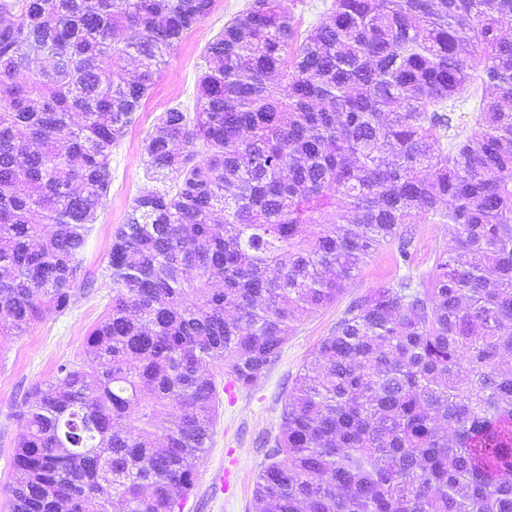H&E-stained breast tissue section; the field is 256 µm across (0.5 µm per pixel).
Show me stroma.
Masks as SVG:
<instances>
[{"instance_id":"35a3bbf8","label":"stroma","mask_w":512,"mask_h":512,"mask_svg":"<svg viewBox=\"0 0 512 512\" xmlns=\"http://www.w3.org/2000/svg\"><path fill=\"white\" fill-rule=\"evenodd\" d=\"M250 0H216L212 13L171 52L136 124L112 150V184L83 254L84 282L74 290L70 310L44 307L40 319L25 331L0 337V507L13 481V454L21 430L15 405L32 387L53 381L59 364L80 362L89 331L104 316L112 299L107 254L115 230L146 187L142 144L157 117L174 103L192 106L198 62L207 42ZM448 235L438 224L417 227L413 261L396 264L393 247L374 254L352 286L336 303L306 317L290 336L267 375L252 389L220 392L217 421L205 452L196 462L194 488L181 512H256L258 472L266 465L263 439L279 428L283 403L296 374L317 345L331 333L349 303L404 275L420 276L446 247Z\"/></svg>"}]
</instances>
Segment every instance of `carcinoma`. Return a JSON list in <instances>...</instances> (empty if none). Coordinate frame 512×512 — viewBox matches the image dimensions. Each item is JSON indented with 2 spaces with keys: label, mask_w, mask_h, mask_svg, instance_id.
<instances>
[{
  "label": "carcinoma",
  "mask_w": 512,
  "mask_h": 512,
  "mask_svg": "<svg viewBox=\"0 0 512 512\" xmlns=\"http://www.w3.org/2000/svg\"><path fill=\"white\" fill-rule=\"evenodd\" d=\"M252 0L143 140L112 301L17 416L9 512H175L233 387L417 224L295 377L259 512H512V0ZM215 0H0V335L70 309L112 148ZM133 59L139 71L125 76ZM331 1L332 0H295V5H293L291 1L288 2V7L292 9L294 25L298 32L303 33L316 24L322 13L329 7Z\"/></svg>",
  "instance_id": "carcinoma-1"
}]
</instances>
